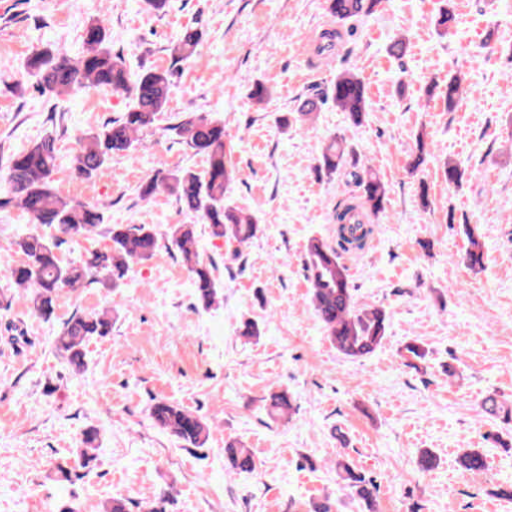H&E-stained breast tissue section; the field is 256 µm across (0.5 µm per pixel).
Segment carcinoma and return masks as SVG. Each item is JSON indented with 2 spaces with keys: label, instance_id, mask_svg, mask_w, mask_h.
<instances>
[{
  "label": "carcinoma",
  "instance_id": "carcinoma-1",
  "mask_svg": "<svg viewBox=\"0 0 512 512\" xmlns=\"http://www.w3.org/2000/svg\"><path fill=\"white\" fill-rule=\"evenodd\" d=\"M381 0H330V13L341 21L373 14ZM203 31L189 25L169 47L175 63L196 55ZM83 50L71 55L51 45L34 52L25 62V71L42 96L53 99L62 94L98 90L122 93L130 99L126 110L99 131H88L77 138L71 167L76 176L94 177L112 157H128L138 150L140 137L153 128L159 116L169 111L174 71L171 68L141 64L133 70L124 57L112 53L110 34L105 20L87 23L81 34ZM463 93L459 78H448L446 90L431 84L430 97L443 99L445 109H456ZM346 114L359 127L367 114L366 87L360 76L351 70L336 74L330 88L304 99L294 112L282 119L288 128L310 119L326 102ZM179 141L195 155L205 159L203 172L183 167L163 176H152L140 186V196L149 199L159 190L173 195L184 207L208 225L211 237L239 246L250 242L259 232L257 218L228 203L229 186L234 179L227 153L224 124L201 112L177 117L170 126ZM58 159L56 139L45 137L30 148L11 155L3 180L7 185L0 208L14 206L25 212L31 223L56 231L49 238L44 234L26 233L16 245L24 260L9 274L13 283L26 292L27 300L38 315L48 320L55 310L58 293L75 290L86 284L100 283L106 288L119 285L136 261L153 256L159 245L155 228L149 224H105L103 213L93 205L64 197L56 188L52 174ZM320 172L329 179L348 176L360 189L361 195L346 199L336 206V245L312 239L307 246L306 269L311 285L309 301L336 349L350 359H361L382 344L386 336L388 315L384 308L358 302L348 278L342 255L365 249L373 229L370 217L384 210L388 188L369 167L360 165L353 147L341 138L333 137L325 146L319 162ZM470 248L465 260L474 270L484 264V253L477 236L466 229ZM105 237L110 247L105 252L93 251L79 263L66 262L59 254L63 238L94 240ZM175 250L186 266L198 304L213 305L219 296L214 266L204 261L200 240L193 224H173L167 231ZM112 331V316L107 311L75 314L63 323L55 343L58 351L76 371L84 366L85 347L94 337L107 336ZM485 413L502 422L512 423V409L504 407L489 395L482 402ZM293 410L288 392H274L267 404L269 415L284 418ZM155 426L194 448L202 447L209 437L206 423L195 412L182 406L156 401L150 407ZM97 432L84 433L80 457L87 468L96 460L94 443ZM228 469L249 473L255 460L242 442L233 441L224 448ZM462 467L472 473L486 468V457L476 448L460 456ZM338 476L366 506H372L376 486L373 479L356 470L350 461L339 456L335 461Z\"/></svg>",
  "mask_w": 512,
  "mask_h": 512
}]
</instances>
